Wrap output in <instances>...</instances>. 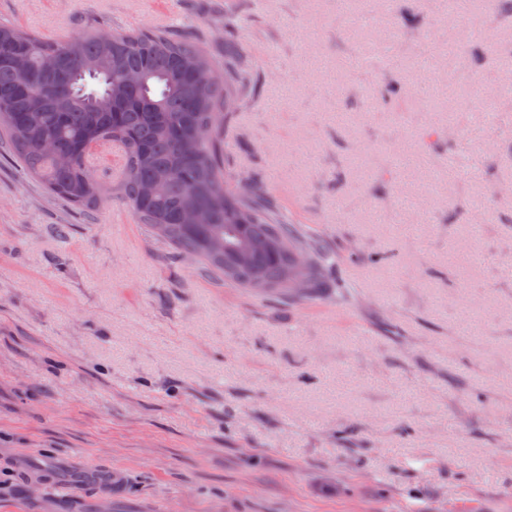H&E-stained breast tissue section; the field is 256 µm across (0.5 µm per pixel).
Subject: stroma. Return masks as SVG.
<instances>
[{"mask_svg":"<svg viewBox=\"0 0 512 512\" xmlns=\"http://www.w3.org/2000/svg\"><path fill=\"white\" fill-rule=\"evenodd\" d=\"M482 2L414 0L413 30L400 0H0L46 38L175 29L219 76L249 55L236 183L329 253L320 296L275 303L1 144L0 512H512V106L482 98L512 80V21ZM68 489H79L87 486H102L112 491L121 490L124 485L123 476L116 471L84 465L75 471L65 483Z\"/></svg>","mask_w":512,"mask_h":512,"instance_id":"stroma-1","label":"stroma"}]
</instances>
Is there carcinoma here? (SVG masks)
Listing matches in <instances>:
<instances>
[{"instance_id":"cac0c4a2","label":"carcinoma","mask_w":512,"mask_h":512,"mask_svg":"<svg viewBox=\"0 0 512 512\" xmlns=\"http://www.w3.org/2000/svg\"><path fill=\"white\" fill-rule=\"evenodd\" d=\"M24 59L14 60V51ZM213 62L200 44L167 29L100 31L51 40L0 24V125L25 169L83 213L103 202L90 155L113 144L123 166L117 194L149 235L174 255L195 253L204 276L261 292L286 303L291 283L307 280L316 295L325 278L321 241L298 224L283 223L267 194L225 192L234 174L224 152L225 108L255 90V67L240 52H224V79L205 74ZM139 71L134 84L127 74ZM50 140L69 157L56 169L41 151ZM203 224L181 223L187 208ZM268 247L238 266L224 254L229 225ZM306 256L298 266L294 255Z\"/></svg>"}]
</instances>
